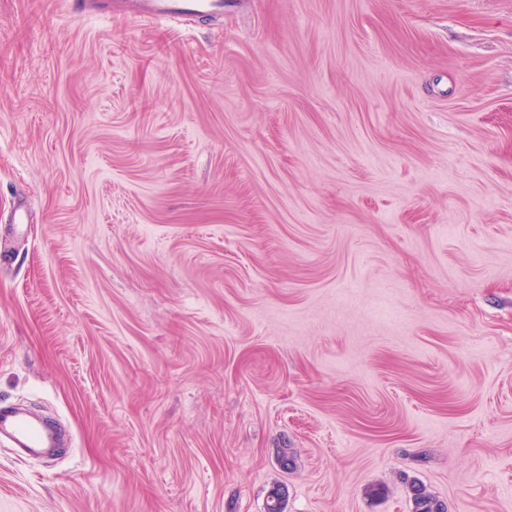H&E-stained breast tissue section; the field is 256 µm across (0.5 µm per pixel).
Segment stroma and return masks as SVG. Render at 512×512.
I'll return each mask as SVG.
<instances>
[{"mask_svg":"<svg viewBox=\"0 0 512 512\" xmlns=\"http://www.w3.org/2000/svg\"><path fill=\"white\" fill-rule=\"evenodd\" d=\"M0 404V512H512V0H0ZM123 12L149 21L224 14V0H126ZM7 434L14 444L28 453L44 446H52L53 437L45 429L24 416L0 407V434ZM410 491L412 512H447L446 506L441 501L430 495L416 482L410 485Z\"/></svg>","mask_w":512,"mask_h":512,"instance_id":"stroma-1","label":"stroma"}]
</instances>
